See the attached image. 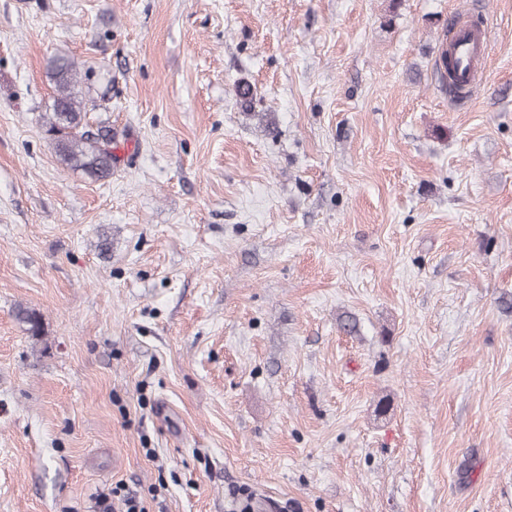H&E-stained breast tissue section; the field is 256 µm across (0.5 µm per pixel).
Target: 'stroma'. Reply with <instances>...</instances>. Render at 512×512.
<instances>
[{"label":"stroma","mask_w":512,"mask_h":512,"mask_svg":"<svg viewBox=\"0 0 512 512\" xmlns=\"http://www.w3.org/2000/svg\"><path fill=\"white\" fill-rule=\"evenodd\" d=\"M58 55L111 178L43 133ZM124 493L512 512V0H0V512ZM487 46V32L471 30L466 26L454 29L448 39L441 42V47L447 49L448 56L454 60L452 81L459 87V92L464 93L473 85L474 72L477 68L482 70Z\"/></svg>","instance_id":"35a3bbf8"}]
</instances>
